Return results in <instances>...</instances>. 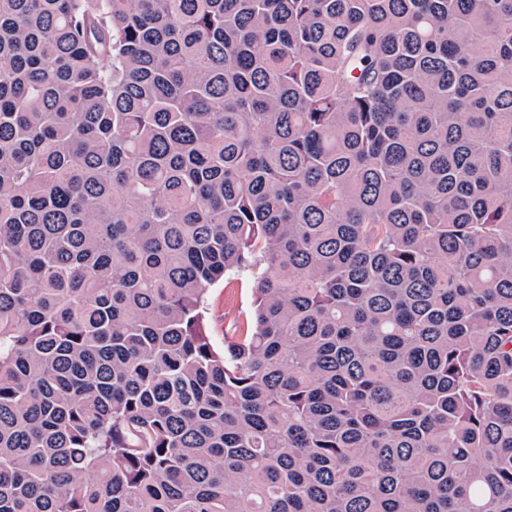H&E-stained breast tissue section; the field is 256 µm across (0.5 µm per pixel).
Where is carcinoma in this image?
<instances>
[{"instance_id":"carcinoma-1","label":"carcinoma","mask_w":512,"mask_h":512,"mask_svg":"<svg viewBox=\"0 0 512 512\" xmlns=\"http://www.w3.org/2000/svg\"><path fill=\"white\" fill-rule=\"evenodd\" d=\"M0 512H512V0H0ZM254 283L247 278H225L224 285L213 288L207 296L208 326L216 344L225 336L245 335L250 329Z\"/></svg>"}]
</instances>
